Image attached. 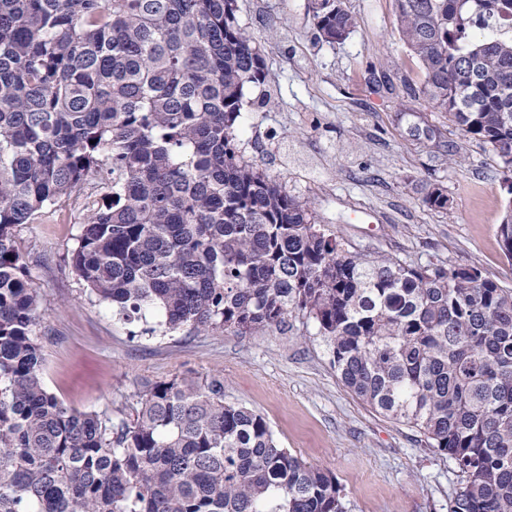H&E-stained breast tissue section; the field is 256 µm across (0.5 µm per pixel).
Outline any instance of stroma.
Instances as JSON below:
<instances>
[{
	"label": "stroma",
	"instance_id": "obj_1",
	"mask_svg": "<svg viewBox=\"0 0 512 512\" xmlns=\"http://www.w3.org/2000/svg\"><path fill=\"white\" fill-rule=\"evenodd\" d=\"M356 27L317 41L310 0H237L262 50L263 82L248 84L237 122L244 159L309 202L345 247L411 265H474L512 289L498 226L512 169L426 99L417 59L400 43L394 0H344ZM451 208L423 199L432 187ZM87 215L61 198L17 229L40 295L35 340L45 387L67 406L134 417L139 394L189 373L224 378V400L261 414L279 444L336 479L345 512H448L459 477L447 455L342 384L311 320L251 336H184L118 320L90 297L69 259Z\"/></svg>",
	"mask_w": 512,
	"mask_h": 512
}]
</instances>
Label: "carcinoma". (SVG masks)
<instances>
[{"label":"carcinoma","instance_id":"obj_1","mask_svg":"<svg viewBox=\"0 0 512 512\" xmlns=\"http://www.w3.org/2000/svg\"><path fill=\"white\" fill-rule=\"evenodd\" d=\"M235 2L0 0V512H344L335 477L224 402L222 376L148 387L132 419L47 390L16 229L104 171L71 256L89 295L188 336L307 317L351 393L454 462L448 512H512V289L351 252L239 157L264 63ZM395 5L424 76L408 97L512 158V0ZM310 8L321 41L356 27L343 0ZM425 203L450 206L439 187Z\"/></svg>","mask_w":512,"mask_h":512}]
</instances>
